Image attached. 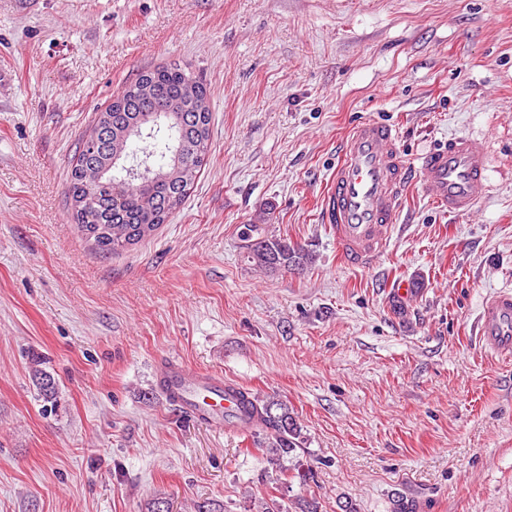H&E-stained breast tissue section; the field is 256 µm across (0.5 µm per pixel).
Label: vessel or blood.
<instances>
[{
    "label": "vessel or blood",
    "instance_id": "1",
    "mask_svg": "<svg viewBox=\"0 0 512 512\" xmlns=\"http://www.w3.org/2000/svg\"><path fill=\"white\" fill-rule=\"evenodd\" d=\"M415 181L448 214L472 213L489 195L484 142L455 135L411 159L391 124L367 120L350 128L327 183L322 210L343 265L369 269L378 263L403 212L406 190ZM477 336L491 355L512 358L511 290L483 299ZM155 387L195 421L228 429L241 426L234 382L170 361Z\"/></svg>",
    "mask_w": 512,
    "mask_h": 512
}]
</instances>
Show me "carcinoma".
<instances>
[{
    "label": "carcinoma",
    "instance_id": "carcinoma-1",
    "mask_svg": "<svg viewBox=\"0 0 512 512\" xmlns=\"http://www.w3.org/2000/svg\"><path fill=\"white\" fill-rule=\"evenodd\" d=\"M121 106H108L79 145L68 195L77 232L104 254L119 253L151 236L184 202L209 152L210 99L194 73L173 62L126 85ZM100 145L81 162L87 142ZM247 258L261 270H303L312 263L304 249L267 237L257 224L242 232ZM40 396L54 403L58 384L36 369ZM259 445L276 457L301 447V431L288 407L250 398Z\"/></svg>",
    "mask_w": 512,
    "mask_h": 512
}]
</instances>
